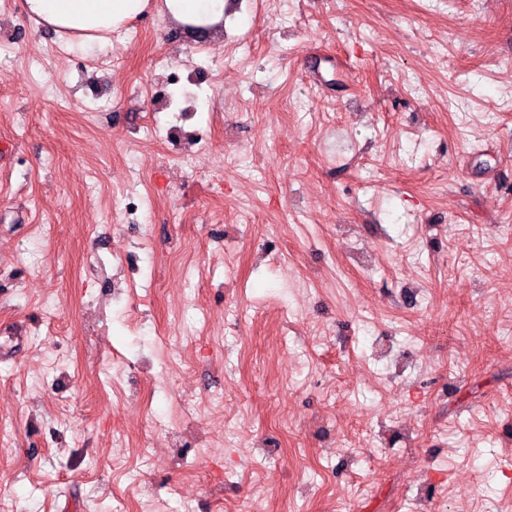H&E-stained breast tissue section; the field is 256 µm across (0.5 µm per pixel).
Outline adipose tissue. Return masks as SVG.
Returning a JSON list of instances; mask_svg holds the SVG:
<instances>
[{
	"label": "adipose tissue",
	"mask_w": 512,
	"mask_h": 512,
	"mask_svg": "<svg viewBox=\"0 0 512 512\" xmlns=\"http://www.w3.org/2000/svg\"><path fill=\"white\" fill-rule=\"evenodd\" d=\"M224 7L225 0H21L29 20L72 48L104 44L113 32L152 10L187 27L215 28Z\"/></svg>",
	"instance_id": "adipose-tissue-1"
}]
</instances>
